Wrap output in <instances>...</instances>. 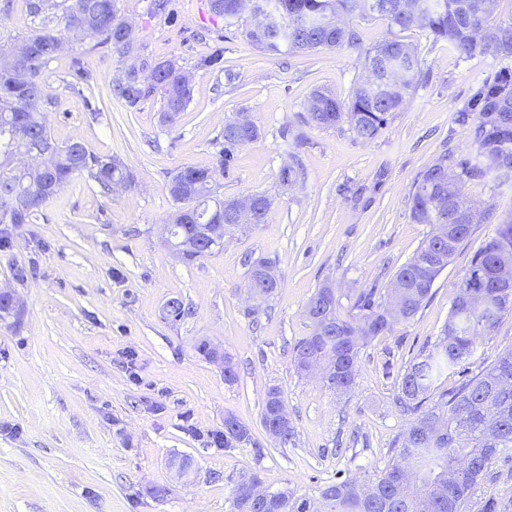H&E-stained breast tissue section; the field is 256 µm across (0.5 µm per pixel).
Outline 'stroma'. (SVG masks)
Returning a JSON list of instances; mask_svg holds the SVG:
<instances>
[{
    "mask_svg": "<svg viewBox=\"0 0 512 512\" xmlns=\"http://www.w3.org/2000/svg\"><path fill=\"white\" fill-rule=\"evenodd\" d=\"M156 2L116 0L136 34L125 57L65 29L63 0H50L41 18L26 0L0 8L2 42L44 25L61 38L41 70L57 142L81 141L129 176L108 195L87 175L74 176L0 247V291L22 305L19 319L0 320V512H235L244 472H258L265 490L311 498L336 479L373 475L407 424L394 404L397 375L436 341L472 256L512 213L511 184H465L479 212L472 235L415 318L361 348L353 390L336 396L319 374L294 366V347L310 333L309 298L332 286L340 315L350 318L358 294L385 288L411 258L430 232L410 218L412 185L440 155L476 156L474 101L496 77H512V56L467 57L427 30L402 32L421 80L403 110L362 144L347 126L307 124L305 108L316 89L349 99L365 50L392 36L384 19L349 17L356 47L272 56L245 40L247 15L215 16L210 0H166L161 10ZM216 54L220 63L209 65ZM161 62L192 85L190 103L171 121L162 90L131 107L114 91L125 70L145 76ZM242 114L259 137L221 167L224 123ZM287 165L300 174L285 187L279 172ZM187 166L214 170L225 197L268 196L266 223L185 262L162 231L176 208L169 181ZM248 254L276 263L279 287L267 300L248 295ZM173 298L189 315L168 317ZM201 339L223 346L236 381L197 356ZM511 346L508 314L479 340L470 373ZM273 386L296 430L286 446L261 421ZM230 415L248 428L250 443H214ZM183 456L193 461L185 477L171 466ZM504 497H512V454L476 486L469 512Z\"/></svg>",
    "mask_w": 512,
    "mask_h": 512,
    "instance_id": "stroma-1",
    "label": "stroma"
}]
</instances>
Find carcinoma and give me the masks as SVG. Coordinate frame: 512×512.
I'll return each instance as SVG.
<instances>
[{"label":"carcinoma","mask_w":512,"mask_h":512,"mask_svg":"<svg viewBox=\"0 0 512 512\" xmlns=\"http://www.w3.org/2000/svg\"><path fill=\"white\" fill-rule=\"evenodd\" d=\"M286 14L276 29L263 32L248 26L246 39L274 55L289 47L298 50L356 47L358 31L348 25L327 31L306 25L303 17L377 14L389 27L404 32L427 29L436 39H445L467 57L494 52L512 55V23H498L485 8L486 0H434L436 8L411 12L406 0H283ZM67 26L97 40L117 53H125L131 43L123 41L126 23L116 14L115 0H71L65 8ZM26 58L19 62L0 52V127L15 129L10 150L0 152V160L21 155L52 138L48 127L50 96L41 78V67L61 49L60 39L49 29H38L24 40ZM409 46L394 37L364 53L366 77L356 83L348 102L316 90L307 106V122L321 129L347 124L354 139L374 140L388 117L402 110L406 98L421 77L416 54L404 57ZM121 95L130 105L156 88L164 93L165 111L174 117L185 110L192 88L186 76L170 64L154 67L153 84L138 82L130 70L118 80ZM255 125L241 128L235 120L224 123V150L221 164L227 166L234 152L255 141ZM477 158L453 161L443 155L416 179L411 194V219L433 227L411 259L390 278L385 292L370 288L353 303L356 318H342L339 298L333 289L319 288L309 300L305 314L311 323L309 336L294 347L297 369L312 364L326 368L329 389L346 394L355 384L356 360L360 349L377 336L391 332L397 323H407L432 297L436 278L448 266L472 234L466 222L470 205L463 187L469 180L489 174L502 181L512 180V93L508 82L488 87L483 95L476 128ZM55 164L48 174L21 168L0 167V215L10 205L13 191L28 197L30 210L19 220L28 224L45 204L56 197L77 174L86 173L101 189L112 192L125 180L118 164L89 151L76 141L57 145ZM209 169L184 167L169 182V193L181 207L170 219L172 232L184 244V259L194 262L209 256L202 225L218 214L224 215V231L238 229L233 223V200L214 194L208 181ZM512 256V214L504 217L474 254L466 275L471 288H458L448 321L436 342L420 351L400 375L395 405L408 417L404 431L393 442L388 464L364 485L345 479L326 485L320 499L297 496L289 491L272 494L269 500L254 494L262 484L258 473L237 481L234 488L236 512H466L472 493L492 464L512 451V348L481 372L467 376L454 387L434 394L436 381L469 360L477 342L490 336L512 313V300L499 296V262ZM482 297V308L473 299ZM286 408L281 391L272 387L261 410L263 424L279 434L278 442H294L292 423L277 420V411ZM250 442L249 430L235 417L224 419V447Z\"/></svg>","instance_id":"cac0c4a2"}]
</instances>
